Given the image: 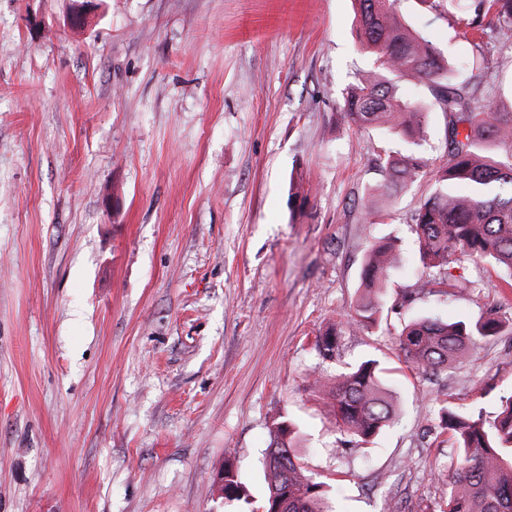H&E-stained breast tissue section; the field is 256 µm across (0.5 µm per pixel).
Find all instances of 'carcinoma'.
Returning <instances> with one entry per match:
<instances>
[{"mask_svg": "<svg viewBox=\"0 0 512 512\" xmlns=\"http://www.w3.org/2000/svg\"><path fill=\"white\" fill-rule=\"evenodd\" d=\"M358 42L372 61L343 95V117L359 126H380L401 136L403 152L381 147L376 166L381 183L364 204V215L383 219L379 197L387 195L428 167L425 142L427 105L402 100L399 81L424 86L431 105L448 118V162L438 168L433 190L412 215L423 271L418 290L433 293L447 280L433 275L454 263L487 258L512 277V111L494 99L488 109L472 106L466 79L456 63L442 57L433 44L401 19L397 0H355ZM453 22L464 38L484 33L491 15L512 27V0H467L452 6ZM479 140L508 148L492 159L477 150ZM399 261L395 243L374 245L365 256L361 285L366 295L339 313L335 327L316 340L318 351L334 356L345 327L370 329L379 318V304L370 294L381 289ZM512 331L494 313L473 326L421 318L406 323L398 334L405 358L422 375L438 376L468 359L480 338ZM377 359H368L330 380L314 378L313 388L325 399L340 432L369 443L395 419L396 408ZM442 431L457 451L456 472L437 512H512V396L492 416L463 414L449 405L439 408ZM298 435L286 420L270 427L264 470L267 494L264 512H335L330 484L319 480L297 452ZM224 499H248L234 460L224 462Z\"/></svg>", "mask_w": 512, "mask_h": 512, "instance_id": "carcinoma-1", "label": "carcinoma"}]
</instances>
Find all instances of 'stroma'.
I'll return each instance as SVG.
<instances>
[{
  "label": "stroma",
  "instance_id": "obj_1",
  "mask_svg": "<svg viewBox=\"0 0 512 512\" xmlns=\"http://www.w3.org/2000/svg\"><path fill=\"white\" fill-rule=\"evenodd\" d=\"M0 0V512H248L274 419L292 421L336 512L436 508L456 450L438 405L492 413L512 396V334L478 340L439 376L396 334L416 316L512 320V291L477 260L420 293L411 215L448 159L430 109L432 168L383 197L385 138L340 116L370 68L352 0ZM448 59L478 53L489 103L512 75V29L472 44L444 14L399 0ZM400 263L378 327L315 338L360 293L375 241ZM381 361L398 418L373 442L337 432L312 383ZM234 451L248 502L217 476Z\"/></svg>",
  "mask_w": 512,
  "mask_h": 512
}]
</instances>
